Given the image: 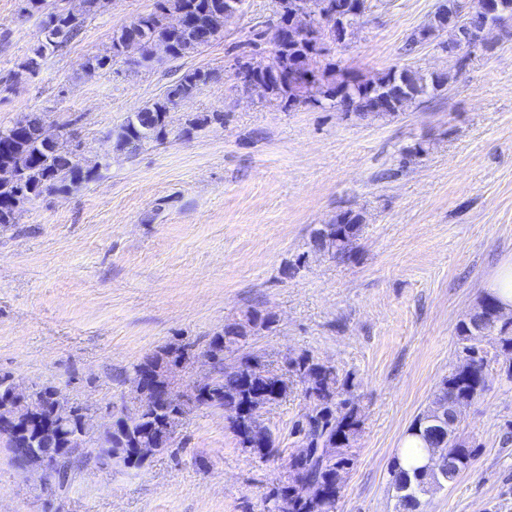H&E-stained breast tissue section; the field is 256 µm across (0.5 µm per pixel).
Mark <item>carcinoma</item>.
Here are the masks:
<instances>
[{
	"label": "carcinoma",
	"mask_w": 512,
	"mask_h": 512,
	"mask_svg": "<svg viewBox=\"0 0 512 512\" xmlns=\"http://www.w3.org/2000/svg\"><path fill=\"white\" fill-rule=\"evenodd\" d=\"M243 0H156L155 10L134 18L112 38L110 51L87 62L90 70H105L125 53L136 38L152 36L161 30L170 14L186 19L183 30L169 44L156 45L168 59H178L199 51L214 40L212 17L224 11V5ZM278 19L273 32L261 31L250 40L254 50L265 43L273 46L270 60L273 68L288 61L307 60L310 80L297 85L284 73L273 83L264 101L281 110L309 106L323 108L338 105L347 112H365L371 119L392 117L409 106L407 96L429 97L447 81L443 75H424L407 67H391L370 82H360L359 77L342 69L328 59V53L316 46L313 25L306 21L307 12L299 5L301 0H276ZM43 0H25L23 12L40 18V26L46 31L31 54L19 68L33 74L47 55L58 51L76 39L88 18L102 7L103 0H67V5L51 13H43ZM209 74L196 69L185 73L166 93L126 117L116 132L117 144L130 153L140 151L149 142H160L168 135L167 115L179 102L194 96L207 83ZM43 120L29 115L0 130V167L5 166L15 180L0 181V224L15 223L16 214L25 202L40 196L44 191L55 189L67 192L93 180L95 168H84L72 163L69 151L61 144L43 145L39 129ZM363 218L351 210L336 215L331 224L316 230L314 243L317 247L341 258L352 254L353 244L359 236ZM499 303L492 296L482 297L473 313L460 321L457 330L462 344L463 360L446 377L427 408L407 431V436L418 439L423 451L430 448L448 449L449 461L432 471L420 467H404L399 456H394L389 469L390 485L396 500V512H421L422 495L432 487L453 483L475 458V450L460 439L457 424L448 427V435L437 433L438 419L454 414L468 406L485 391L492 376V364L501 354L512 356V321L499 317ZM242 323L224 326L211 336L206 353L212 360L216 378L208 397H195L194 403L205 405L224 414L229 428L239 443L263 458L275 455L271 433L264 427L242 434L234 418L241 407L252 401V390L264 391L265 399L274 402L288 389V379L270 374L261 368L255 357L242 358L235 367H224V355L243 347L240 331ZM188 345L166 347L145 356L134 366V375L151 377L156 383L169 386V380L159 373L167 360H187ZM288 372L303 384L305 395L311 402L309 413L294 422L297 435L296 450L290 461L302 468L307 475V497L290 480H285L273 492L274 509L281 502L291 505L290 512H336V501L343 480V473L350 461L349 449L360 429L359 407L350 396L348 379L342 378L333 366L322 364L308 355L288 360ZM57 388L38 386L26 392L13 393V382L8 374H0V402L13 400L20 415L5 417L0 414V440L11 452L13 462L19 468L34 466L39 457L53 450L59 457V487H65L75 467L91 457L102 458L89 450L87 436L96 425L95 416L81 412V405L72 403L69 410L56 408L52 396ZM189 405L172 399L168 405L152 403L125 416L119 435L113 440L109 457H115L126 467H139L143 459L134 449L151 447L158 452L172 447L173 431L186 414ZM332 442L336 456L324 458L316 454L320 444Z\"/></svg>",
	"instance_id": "obj_1"
}]
</instances>
